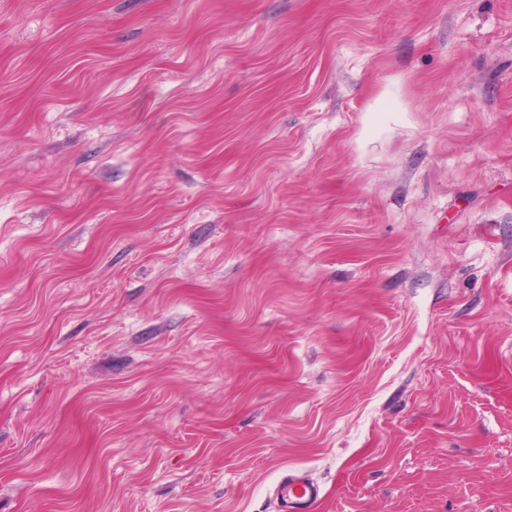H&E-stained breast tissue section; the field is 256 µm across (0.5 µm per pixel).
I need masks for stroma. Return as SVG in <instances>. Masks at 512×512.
Masks as SVG:
<instances>
[{"label": "stroma", "instance_id": "35a3bbf8", "mask_svg": "<svg viewBox=\"0 0 512 512\" xmlns=\"http://www.w3.org/2000/svg\"><path fill=\"white\" fill-rule=\"evenodd\" d=\"M512 512V0H0V512ZM321 496L318 485L309 481L301 472L281 477L275 497L281 512H311Z\"/></svg>", "mask_w": 512, "mask_h": 512}]
</instances>
